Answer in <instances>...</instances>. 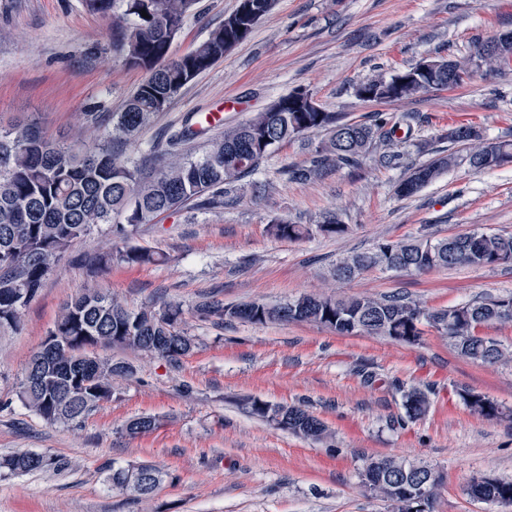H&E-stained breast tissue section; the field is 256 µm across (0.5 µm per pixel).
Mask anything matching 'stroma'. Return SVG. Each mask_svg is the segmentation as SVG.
Here are the masks:
<instances>
[{
    "mask_svg": "<svg viewBox=\"0 0 512 512\" xmlns=\"http://www.w3.org/2000/svg\"><path fill=\"white\" fill-rule=\"evenodd\" d=\"M238 0H197L172 43L188 53L236 9ZM512 31V0H275L250 36L184 85L125 154L140 161L166 145L185 120L221 113L237 125L296 88L348 119L370 112H416L428 143L410 160L447 148L440 135L458 121L486 138L512 136V71L475 75L461 87L399 102H365L355 85L425 59L470 55L476 41ZM112 26L83 0H0V127L37 123L52 139L93 147L113 113L145 79L113 52ZM301 141L280 145L259 170L215 205H188L140 226L130 242L165 262L92 272L86 255L111 248L109 225L77 241L21 314L19 330L0 334V455L36 451L60 469L0 477V512H390L360 474L367 458L397 455L437 468L443 481L434 512H512L470 498L472 478L512 479V417L470 412L454 393L468 387L512 409V362L478 364L424 327L414 345L340 336L308 323L257 327L197 313L198 304L279 303L303 293H400L427 309L512 294V270L459 266L428 273L371 270L338 285L328 270L344 254L379 240H402L431 227L439 236L473 230L512 233V166L455 168L409 198L394 190L402 172L367 156L307 184L285 170L307 160ZM264 184L265 193L254 191ZM338 212L348 230L300 240L274 238L272 222L317 223ZM90 287L129 308L180 303L194 351L178 362L130 355L134 377L80 423L48 425L17 396L30 355L61 306ZM375 373L364 382L359 368ZM431 383L428 414L407 427L399 385ZM305 401L329 435L312 443L251 418L237 399ZM152 415L163 425L130 437L125 423ZM150 463L166 478L147 498L109 488L105 468Z\"/></svg>",
    "mask_w": 512,
    "mask_h": 512,
    "instance_id": "stroma-1",
    "label": "stroma"
}]
</instances>
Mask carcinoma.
I'll return each mask as SVG.
<instances>
[{
  "mask_svg": "<svg viewBox=\"0 0 512 512\" xmlns=\"http://www.w3.org/2000/svg\"><path fill=\"white\" fill-rule=\"evenodd\" d=\"M88 11L112 20L113 52L127 64L141 67L147 78L128 99L123 111L112 115V134L89 149L47 138L34 123L0 131V330L19 326L22 310L42 288L46 277L62 262L70 246L90 236L100 224L112 225L114 237L124 241L129 229L150 223L154 217L206 198L217 203L222 193L259 170L272 149L282 143L323 132L326 139L315 147L303 165H290L285 173L296 183L315 181L333 171L355 169L370 152L380 166L405 169L395 186L399 197H411L447 170L465 167L483 171L512 163V140H489L472 124L448 128L441 139L448 153L428 163L406 162L400 145L417 151L427 143L416 138V117L411 112L388 116L374 112L364 121H353L337 112L308 111L302 104L304 90L279 98L249 121L224 128L208 140L200 156L157 151V173L143 177L138 164L122 152L139 130L161 112L171 98L198 74L224 57L226 44L239 40L232 26L235 13L224 17L207 40L170 64L171 45L184 16L196 0H84ZM148 17H143L142 13ZM485 42L473 45L469 58L451 59L442 71L402 86L394 101L412 99L448 87V70L472 78L482 71L496 75L512 70V59L484 52ZM347 226L335 213L318 224L280 222L272 226L275 237L300 240L315 232L342 235ZM162 254L140 246H124L96 254L90 266L99 270L113 264L141 266L158 262ZM457 265L512 267V234L472 231L445 237L429 233L385 241L363 251H353L331 267L338 282L352 281L369 269L427 273ZM200 311L225 321L255 326L275 322L324 325L339 336H383L414 344L423 323L448 337L462 357L481 364H496L512 357L482 328L512 323V296L483 299L432 311L408 297L391 295L302 294L273 307L262 302L232 306L204 302ZM183 309L171 302L128 308L100 288H88L60 309L48 335L56 337L48 351L30 356L19 383L23 403L50 425L77 422L112 400L114 383L133 373L132 366L117 370L116 358H101L92 350L110 347L177 362L196 348L195 339L178 329ZM404 414L392 419L400 427L424 417L436 394L430 384L400 385ZM457 396L475 414L498 417L497 403L460 388ZM269 402L254 396L242 398L238 407L246 414L267 420ZM274 426L311 441H320L328 427L303 405H286ZM59 468L61 463L34 451L0 456V475H16ZM367 490L389 502L392 512H411L407 492L412 483L428 478L432 467L403 457L375 456L367 460ZM165 473L149 464H129L106 469L104 481L113 490L147 498L164 482ZM467 494L474 500L495 504L512 502V480L489 476L473 479Z\"/></svg>",
  "mask_w": 512,
  "mask_h": 512,
  "instance_id": "1",
  "label": "carcinoma"
}]
</instances>
